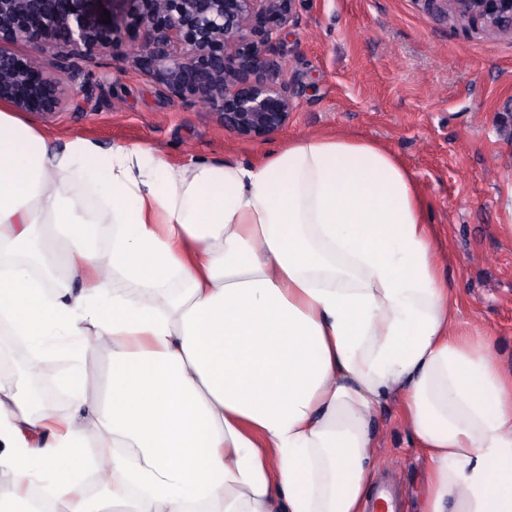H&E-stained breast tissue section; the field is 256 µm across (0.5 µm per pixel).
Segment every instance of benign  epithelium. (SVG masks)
Segmentation results:
<instances>
[{"label": "benign epithelium", "instance_id": "7a95c632", "mask_svg": "<svg viewBox=\"0 0 512 512\" xmlns=\"http://www.w3.org/2000/svg\"><path fill=\"white\" fill-rule=\"evenodd\" d=\"M88 0H0V102L52 117L68 106L73 80L119 52L182 107L209 112L243 141L283 130L296 108L280 45L300 0H131L111 23ZM452 23L512 37V0H428ZM141 32L136 44L125 30ZM30 48L18 54L12 45Z\"/></svg>", "mask_w": 512, "mask_h": 512}]
</instances>
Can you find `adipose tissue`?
<instances>
[{"label": "adipose tissue", "mask_w": 512, "mask_h": 512, "mask_svg": "<svg viewBox=\"0 0 512 512\" xmlns=\"http://www.w3.org/2000/svg\"><path fill=\"white\" fill-rule=\"evenodd\" d=\"M441 265L413 172L361 135L175 166L0 107V322L36 355L0 380V512L35 476L66 512H364L387 401L422 512H512V370L451 335ZM61 351L105 354V388L64 374L37 409ZM36 386V402L38 404H45L46 401H53L50 402L47 405H44L45 407L51 408V409H57V408H66L68 405V398L66 394L62 391H60L61 398L57 401H54L56 399V394L54 389L51 386V383L48 379V377L40 376L38 378V382L35 384Z\"/></svg>", "instance_id": "obj_1"}]
</instances>
